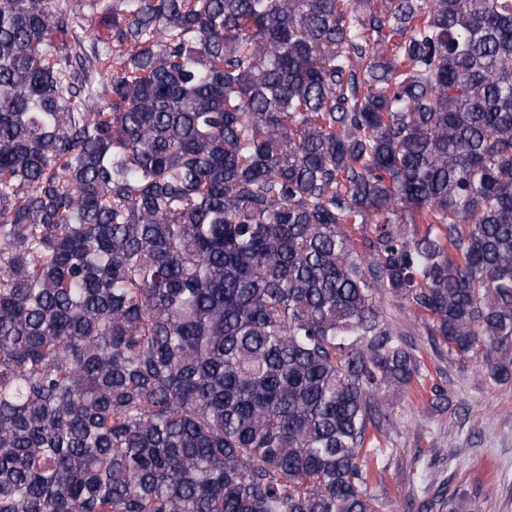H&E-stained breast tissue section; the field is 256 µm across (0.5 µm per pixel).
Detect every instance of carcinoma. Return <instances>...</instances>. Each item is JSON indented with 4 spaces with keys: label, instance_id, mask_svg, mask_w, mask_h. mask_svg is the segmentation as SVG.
Here are the masks:
<instances>
[{
    "label": "carcinoma",
    "instance_id": "carcinoma-1",
    "mask_svg": "<svg viewBox=\"0 0 512 512\" xmlns=\"http://www.w3.org/2000/svg\"><path fill=\"white\" fill-rule=\"evenodd\" d=\"M387 299L512 380V0H0V512H385Z\"/></svg>",
    "mask_w": 512,
    "mask_h": 512
}]
</instances>
